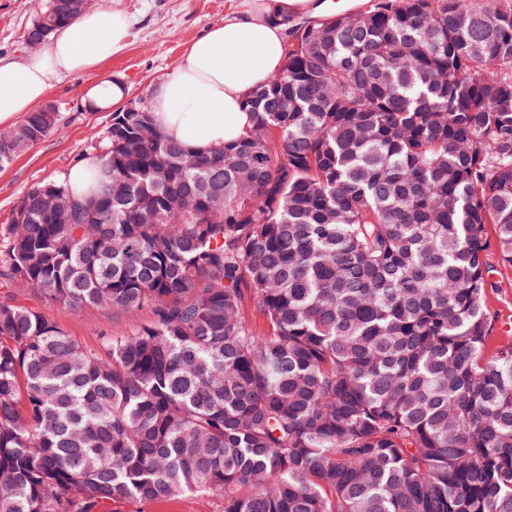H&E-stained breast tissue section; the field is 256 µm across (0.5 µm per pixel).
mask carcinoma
<instances>
[{
  "label": "carcinoma",
  "mask_w": 512,
  "mask_h": 512,
  "mask_svg": "<svg viewBox=\"0 0 512 512\" xmlns=\"http://www.w3.org/2000/svg\"><path fill=\"white\" fill-rule=\"evenodd\" d=\"M97 2L35 0L23 44ZM283 25L247 137L191 153L132 97L90 194L19 198L1 278L149 316L86 349L0 302V512H512V336L486 354L485 301L486 225L512 266V4ZM58 121L1 130L0 167ZM112 510L120 512H223L224 502L217 495L186 494L152 504L113 505Z\"/></svg>",
  "instance_id": "obj_1"
}]
</instances>
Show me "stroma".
I'll return each instance as SVG.
<instances>
[{"label": "stroma", "instance_id": "obj_1", "mask_svg": "<svg viewBox=\"0 0 512 512\" xmlns=\"http://www.w3.org/2000/svg\"><path fill=\"white\" fill-rule=\"evenodd\" d=\"M100 6L123 10L131 19L126 47L98 70L73 74L50 89L47 99L59 108L57 131L35 143L9 166L0 168V228L5 227L19 197L37 181L63 177L91 155L112 120L111 110L87 112L78 101L97 85L122 80L130 96L151 94L154 86L179 65L187 47L211 26L223 23L227 13L243 9L244 0H99ZM34 0H0V56L24 58L28 50L21 35ZM487 308L493 321L489 347L512 335V267L503 265L496 250L487 252ZM23 299L50 318L81 346L94 349L105 330H129L136 316L109 308H73L48 304L39 295L0 279V301ZM219 496L186 494L167 501L120 505L119 512H223Z\"/></svg>", "mask_w": 512, "mask_h": 512}]
</instances>
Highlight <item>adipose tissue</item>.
Returning a JSON list of instances; mask_svg holds the SVG:
<instances>
[{
    "mask_svg": "<svg viewBox=\"0 0 512 512\" xmlns=\"http://www.w3.org/2000/svg\"><path fill=\"white\" fill-rule=\"evenodd\" d=\"M312 7V0H248L244 10L193 41L153 92L155 117L166 134L196 153L245 137L252 126L246 94L284 64L282 18ZM128 27L121 11L97 8L57 32L41 53L0 57V126L36 109L61 77L94 70L121 53Z\"/></svg>",
    "mask_w": 512,
    "mask_h": 512,
    "instance_id": "1",
    "label": "adipose tissue"
}]
</instances>
